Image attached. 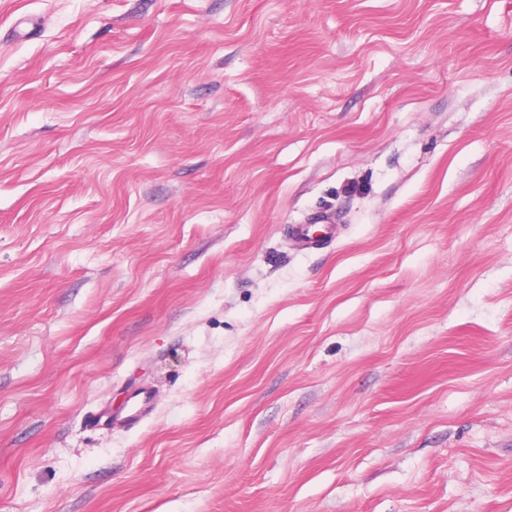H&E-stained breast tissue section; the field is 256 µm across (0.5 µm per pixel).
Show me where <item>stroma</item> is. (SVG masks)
<instances>
[{
  "label": "stroma",
  "mask_w": 512,
  "mask_h": 512,
  "mask_svg": "<svg viewBox=\"0 0 512 512\" xmlns=\"http://www.w3.org/2000/svg\"><path fill=\"white\" fill-rule=\"evenodd\" d=\"M0 512H512V0H0ZM316 223H323L322 226L324 227V237L330 235L335 227L334 221L329 218H325L324 220ZM316 223L295 224L293 226V239L299 247L303 249H311L316 248V246L319 245L320 237L316 235L315 227L318 225ZM155 397L153 392L147 388L134 390L130 397L124 413L120 419L131 424L140 423L154 407Z\"/></svg>",
  "instance_id": "obj_1"
}]
</instances>
